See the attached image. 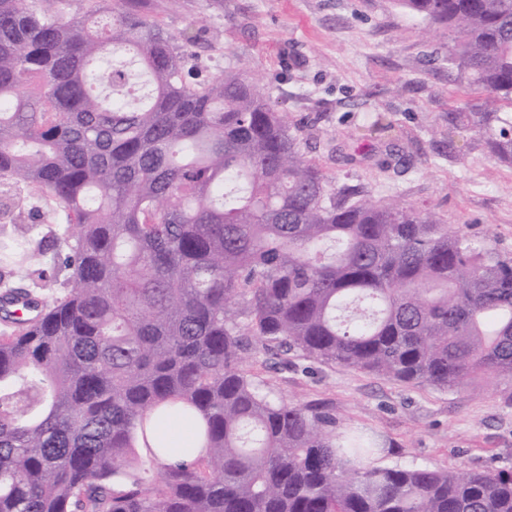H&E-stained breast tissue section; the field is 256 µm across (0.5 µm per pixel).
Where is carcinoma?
Segmentation results:
<instances>
[{"instance_id": "obj_1", "label": "carcinoma", "mask_w": 512, "mask_h": 512, "mask_svg": "<svg viewBox=\"0 0 512 512\" xmlns=\"http://www.w3.org/2000/svg\"><path fill=\"white\" fill-rule=\"evenodd\" d=\"M150 2L0 0V180L66 213L71 282L0 296V512H512V469L363 467L375 440L243 369L259 343L512 398V257L333 185L241 70L188 81ZM398 2L486 93L448 133L512 165V0ZM178 419L202 452L165 463ZM68 277V271H60L55 278L49 280H39L37 274L33 275L38 284L36 290L40 298L47 304H52L56 298L68 292L70 289V284H67Z\"/></svg>"}]
</instances>
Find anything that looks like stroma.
Here are the masks:
<instances>
[{
    "mask_svg": "<svg viewBox=\"0 0 512 512\" xmlns=\"http://www.w3.org/2000/svg\"><path fill=\"white\" fill-rule=\"evenodd\" d=\"M201 78L246 66L306 138L335 184L435 212L449 228L512 257V166L448 115L483 99L448 61V31L397 0H155L150 14ZM195 43H187V36ZM65 213L35 199L17 236L62 235ZM244 368L274 399L328 410L341 434L384 446L377 467L512 468V391L409 386L255 347Z\"/></svg>",
    "mask_w": 512,
    "mask_h": 512,
    "instance_id": "1",
    "label": "stroma"
}]
</instances>
